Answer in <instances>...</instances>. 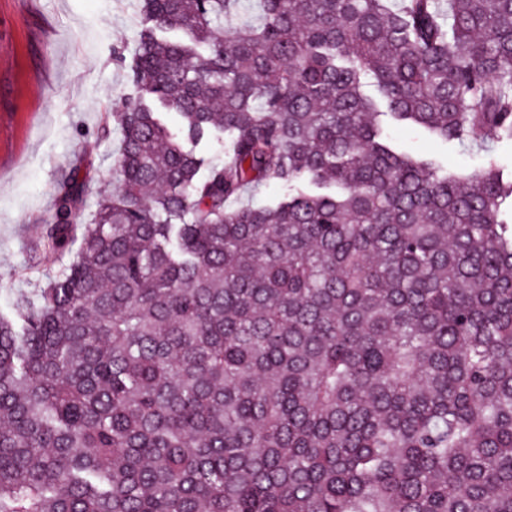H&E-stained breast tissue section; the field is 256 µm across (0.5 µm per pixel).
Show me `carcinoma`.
<instances>
[{
    "mask_svg": "<svg viewBox=\"0 0 512 512\" xmlns=\"http://www.w3.org/2000/svg\"><path fill=\"white\" fill-rule=\"evenodd\" d=\"M240 2L138 0L118 189L0 314V512H512V0ZM388 131L401 148L418 153L430 152L451 171H476L482 167L486 158L485 153L477 148L434 141L423 131L393 126L388 127Z\"/></svg>",
    "mask_w": 512,
    "mask_h": 512,
    "instance_id": "1",
    "label": "carcinoma"
}]
</instances>
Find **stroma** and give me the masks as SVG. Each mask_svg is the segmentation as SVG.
I'll return each mask as SVG.
<instances>
[{
    "label": "stroma",
    "instance_id": "stroma-1",
    "mask_svg": "<svg viewBox=\"0 0 512 512\" xmlns=\"http://www.w3.org/2000/svg\"><path fill=\"white\" fill-rule=\"evenodd\" d=\"M139 25L135 0H0V312L59 268L44 239L59 184H83V223L115 187L111 115L137 96L121 58ZM390 133L451 171H476L486 158L422 131Z\"/></svg>",
    "mask_w": 512,
    "mask_h": 512
}]
</instances>
